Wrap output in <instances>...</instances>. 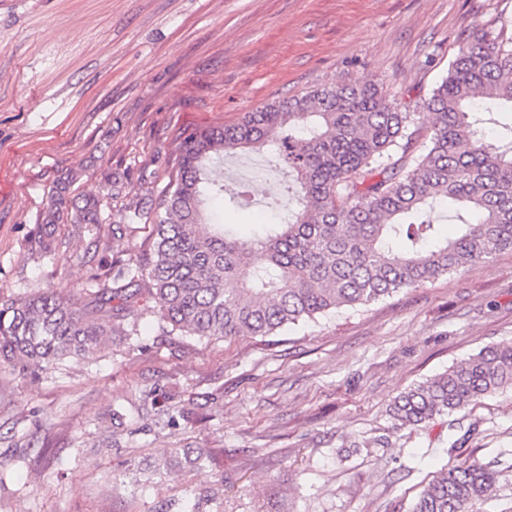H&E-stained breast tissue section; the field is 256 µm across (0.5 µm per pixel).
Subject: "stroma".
Here are the masks:
<instances>
[{
    "label": "stroma",
    "instance_id": "1",
    "mask_svg": "<svg viewBox=\"0 0 512 512\" xmlns=\"http://www.w3.org/2000/svg\"><path fill=\"white\" fill-rule=\"evenodd\" d=\"M507 17L512 0H0V299L49 285L85 299L116 252L149 241L148 223L118 239L59 224L43 258L35 231L57 178L78 197L112 174L116 212L163 190L179 133L275 98L366 78L416 111L459 47ZM285 182L267 173L221 218L250 232ZM162 326L158 309L135 311L111 343L36 377L0 361V512H406L464 460L502 472L474 512H512L511 390L427 429L388 415L411 385L512 342V250L273 336ZM145 396L157 405L142 415ZM183 448L214 459L135 484Z\"/></svg>",
    "mask_w": 512,
    "mask_h": 512
}]
</instances>
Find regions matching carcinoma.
Returning <instances> with one entry per match:
<instances>
[{
	"label": "carcinoma",
	"instance_id": "carcinoma-1",
	"mask_svg": "<svg viewBox=\"0 0 512 512\" xmlns=\"http://www.w3.org/2000/svg\"><path fill=\"white\" fill-rule=\"evenodd\" d=\"M421 108L426 124L361 79L179 137L167 190L123 216L153 224L147 245L117 253L120 274L94 276L83 304L52 287L1 302L0 358L35 374L94 351L144 299L184 336H270L512 250V37L501 31L466 42ZM487 124L497 127L492 140ZM246 150L263 152L288 184L276 202L279 222L242 238L206 222V210L217 197L239 203L242 192L224 186V155ZM70 184L63 177L50 189L38 227L43 256L58 249L55 225L112 219L102 213L103 200L120 191L112 176L78 206ZM438 203L455 221L450 238L429 219ZM504 388H512V343L485 347L410 387L389 417L396 429L425 427ZM180 464L176 452L150 475ZM497 480L489 463L444 468L407 512H472Z\"/></svg>",
	"mask_w": 512,
	"mask_h": 512
}]
</instances>
